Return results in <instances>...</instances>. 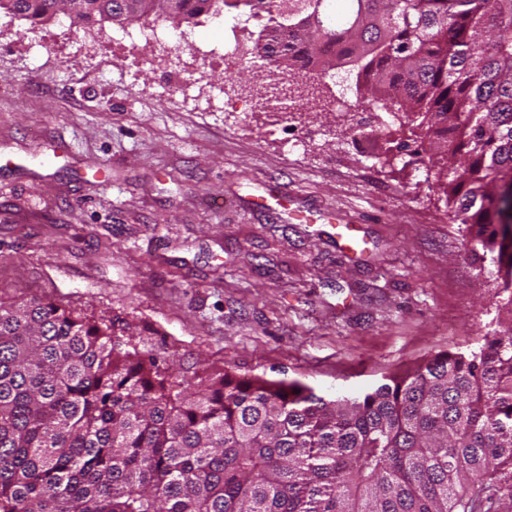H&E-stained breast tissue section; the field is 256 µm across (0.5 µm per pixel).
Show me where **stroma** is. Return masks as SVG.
I'll list each match as a JSON object with an SVG mask.
<instances>
[{
	"label": "stroma",
	"instance_id": "35a3bbf8",
	"mask_svg": "<svg viewBox=\"0 0 512 512\" xmlns=\"http://www.w3.org/2000/svg\"><path fill=\"white\" fill-rule=\"evenodd\" d=\"M136 29L0 11V298L128 322L189 378L226 366L328 398L496 328L497 266L466 254L424 129L373 135L356 72L286 113L256 34L225 83L223 22L181 24L178 49Z\"/></svg>",
	"mask_w": 512,
	"mask_h": 512
}]
</instances>
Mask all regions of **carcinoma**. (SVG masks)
Instances as JSON below:
<instances>
[{"instance_id":"carcinoma-1","label":"carcinoma","mask_w":512,"mask_h":512,"mask_svg":"<svg viewBox=\"0 0 512 512\" xmlns=\"http://www.w3.org/2000/svg\"><path fill=\"white\" fill-rule=\"evenodd\" d=\"M273 16L272 63L365 75L424 148L467 250L512 289V0H0L41 23ZM509 317L356 396L229 368L185 378L145 359L130 324L0 299V512H474L512 475Z\"/></svg>"}]
</instances>
